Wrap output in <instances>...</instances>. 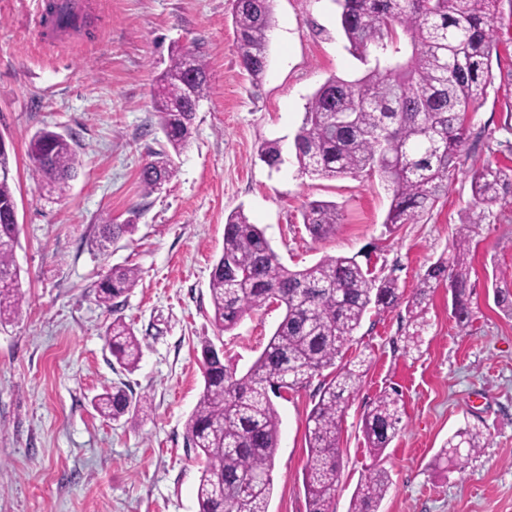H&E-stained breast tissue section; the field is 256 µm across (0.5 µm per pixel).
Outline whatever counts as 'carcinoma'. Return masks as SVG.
<instances>
[{
	"mask_svg": "<svg viewBox=\"0 0 512 512\" xmlns=\"http://www.w3.org/2000/svg\"><path fill=\"white\" fill-rule=\"evenodd\" d=\"M334 2L341 8L340 26L350 52L368 69L354 80L332 76L316 90L294 138L295 160L302 173L325 179L378 172L391 191L386 225L407 224L448 193L470 113L491 85V21L497 0ZM48 10L57 27L75 25L76 18L63 14L59 0H51ZM232 19L240 65L258 82L267 67L272 0H232ZM402 33L408 38L405 47L400 44ZM160 81L163 91L154 97L153 109L177 152L192 134L196 106L208 94L210 74L200 58L174 54ZM258 155L271 168L282 163L276 141L263 144ZM28 157L37 183L58 191L78 164L69 139L49 130L34 134ZM10 170V154L0 151V323L16 318L23 303L13 260L18 228ZM171 176L165 152L155 154L140 172L149 194L161 191ZM471 188L473 207L456 230L452 256L430 265L408 297L395 279L372 275L354 256L325 257L305 269L290 270L243 211L227 216L224 248L209 279L215 326L230 333L245 316L274 302L285 313L241 376L224 363V353L210 338L200 340L204 389L185 423L189 447L205 459L196 489L198 512H269L281 426L272 396L300 388L336 365L369 311L403 305L416 322L426 313L430 293L447 280L456 323L469 326L473 311L462 257L469 252L473 226L485 219V209L512 195V171L483 166L471 174ZM339 222L334 203L314 201L303 213V224L316 240L331 235ZM134 230L129 221L101 224L96 245L104 250ZM136 281L131 268L110 269L98 284L100 301L110 304ZM495 294L497 306L512 315V278L496 282ZM105 336L116 362L135 370L141 347L131 327L116 318ZM362 378L359 366L341 367L320 386L307 416V512H331L341 466V423ZM94 406L104 418L128 416L133 423L148 412L147 401L133 397L124 383L104 390ZM401 423L396 391H383L364 412L362 431L374 464L357 487L349 512H378L391 484L383 454ZM485 444L483 433L467 425L448 437L437 460L461 468Z\"/></svg>",
	"mask_w": 512,
	"mask_h": 512,
	"instance_id": "obj_1",
	"label": "carcinoma"
}]
</instances>
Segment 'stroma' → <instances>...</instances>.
Masks as SVG:
<instances>
[{
	"label": "stroma",
	"instance_id": "stroma-1",
	"mask_svg": "<svg viewBox=\"0 0 512 512\" xmlns=\"http://www.w3.org/2000/svg\"><path fill=\"white\" fill-rule=\"evenodd\" d=\"M87 22L52 41L38 18L46 0H0V137L10 148L19 233L14 261L25 296L0 325V512H197L204 458L187 447L185 423L204 387L200 341L222 336L246 372L283 316L270 305L231 334L212 322L209 279L224 248L227 215L243 210L292 270L327 256H357L411 295L426 269L451 255L473 201L471 174L512 168V0L493 19L492 85L472 113L447 195L414 222L387 228L391 193L378 174L323 179L299 173L294 137L305 106L330 76L361 77L333 0H273L268 66L251 82L240 66L231 0H81ZM203 59L211 88L188 145L173 157L160 192L139 173L166 149L152 96L172 52ZM67 136L79 164L66 191L39 189L27 155L32 135ZM285 159L269 169L261 144ZM336 203L342 220L316 241L302 213ZM139 211L135 231L105 251L98 225ZM473 323L457 327L451 292L431 293L421 326L404 308L369 312L342 362L365 355V376L348 400L339 439L333 512H349L372 458L362 415L385 389L402 396V429L384 453L392 484L379 512H512V315L496 304V279L512 273V196L475 225L467 255ZM114 267L136 269V285L113 306L97 285ZM130 324L141 360L126 372L105 330ZM416 342H408V334ZM330 371L288 391L269 512H307L305 425ZM125 382L146 398L138 423L100 416L93 398ZM487 445L462 469L433 459L459 427Z\"/></svg>",
	"mask_w": 512,
	"mask_h": 512
}]
</instances>
